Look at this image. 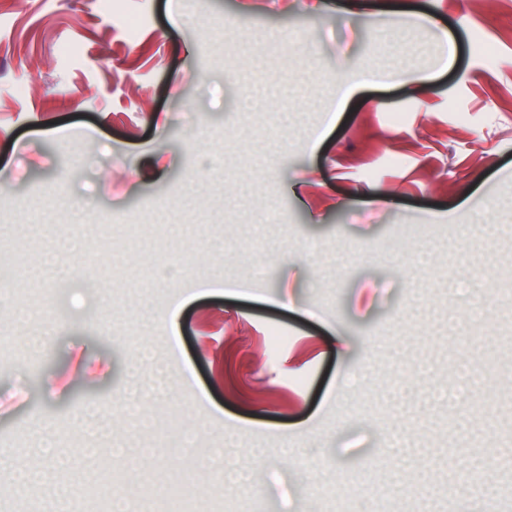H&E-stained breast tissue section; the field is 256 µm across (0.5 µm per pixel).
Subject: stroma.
Instances as JSON below:
<instances>
[{
  "label": "stroma",
  "mask_w": 512,
  "mask_h": 512,
  "mask_svg": "<svg viewBox=\"0 0 512 512\" xmlns=\"http://www.w3.org/2000/svg\"><path fill=\"white\" fill-rule=\"evenodd\" d=\"M391 1L0 0V512H512V0Z\"/></svg>",
  "instance_id": "obj_1"
}]
</instances>
